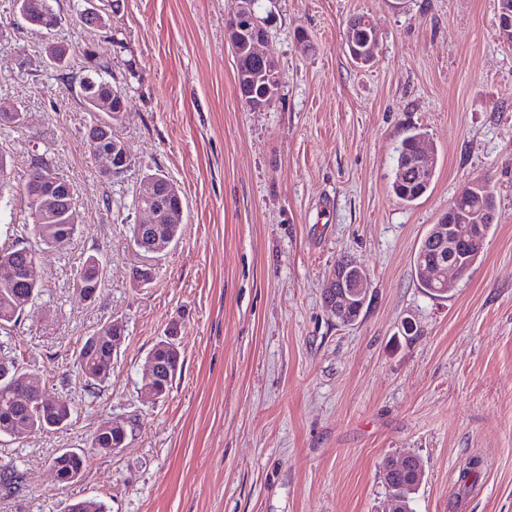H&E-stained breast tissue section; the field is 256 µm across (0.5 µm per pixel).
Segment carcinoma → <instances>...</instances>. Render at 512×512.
<instances>
[{"mask_svg": "<svg viewBox=\"0 0 512 512\" xmlns=\"http://www.w3.org/2000/svg\"><path fill=\"white\" fill-rule=\"evenodd\" d=\"M52 0H26L27 8L35 13L46 25V34L55 35L62 23V17L51 8ZM85 76L96 81L108 82L109 65L106 60L94 54L86 57ZM427 137L423 131H414L406 136L397 148L395 177L392 191L405 203L411 204L423 197L431 188L434 178L423 180L413 165L419 144ZM24 204L32 223L22 225L20 236H33L42 244L51 248H62L73 239L76 229L71 227L66 234H60V224H46L43 216L29 192H24ZM459 210L466 213L473 224L474 235L485 241L487 232L496 217V202L489 183L484 182L469 195L457 201ZM437 243V225L433 224L422 238L415 253L414 268L420 287L435 295L434 286L422 275L421 265L435 254ZM0 256L10 258L11 264H0V332H5L22 318L36 303L41 293V283L28 285L20 278L18 271L27 261L36 258V252L27 247L12 246L1 248ZM103 260L97 255H89L83 261L78 279L84 281L92 290L101 288ZM173 331L161 338L152 348L149 356L157 362L171 364L181 358L176 341L170 339ZM91 337H86L76 356V366L90 392H95L111 375L112 347L105 342L90 344ZM27 370L18 363L11 352L0 354V437L16 438L19 430L33 433L50 430V425L62 429L68 425L73 413L71 406L58 399L42 398L26 400L19 392L21 382ZM128 433L125 426L112 427L109 421L101 422L92 438V448L101 455H110L115 448H122ZM60 468L66 473L83 474L87 454L77 448H63L54 456ZM392 459L386 458L381 463L388 501L394 503L399 512H412L411 504L415 492L412 486L417 476L410 470L394 471ZM24 484V474L15 468L0 469V493L11 496Z\"/></svg>", "mask_w": 512, "mask_h": 512, "instance_id": "1", "label": "carcinoma"}]
</instances>
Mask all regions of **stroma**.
Segmentation results:
<instances>
[{"label": "stroma", "mask_w": 512, "mask_h": 512, "mask_svg": "<svg viewBox=\"0 0 512 512\" xmlns=\"http://www.w3.org/2000/svg\"><path fill=\"white\" fill-rule=\"evenodd\" d=\"M232 0H53L75 62L110 58L126 114L114 125L134 163L109 179L91 156V116L62 71L40 67L45 38L0 0V126L15 197L0 200V243L30 217L18 195L35 154L70 180L82 222L63 249L39 248L43 292L5 341L46 395L75 413L65 428L0 439V465L24 485L0 512H385L380 465L417 456L415 512H512V45L496 0H260L266 51L283 74L267 110L235 90L225 34ZM91 8L105 25L76 22ZM378 33L373 63L346 41L355 15ZM308 46H300L298 32ZM437 148L430 191L391 192L401 140ZM163 171L183 200L182 233L138 284L128 227L141 178ZM489 181L496 219L448 292L419 286V241L473 181ZM105 261L93 300L75 290L85 257ZM364 269L370 303L337 322L322 296L339 259ZM112 322L124 339L98 393L74 368L86 336ZM181 368L167 398L141 396L142 367L170 324ZM125 425L112 455L90 453L59 485L62 448L88 450L103 419ZM482 463L475 487L460 467Z\"/></svg>", "instance_id": "stroma-1"}]
</instances>
